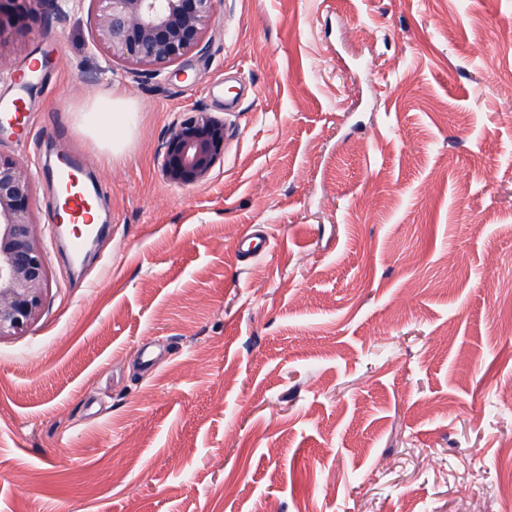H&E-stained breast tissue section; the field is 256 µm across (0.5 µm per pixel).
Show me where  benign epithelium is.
Listing matches in <instances>:
<instances>
[{"instance_id": "obj_1", "label": "benign epithelium", "mask_w": 512, "mask_h": 512, "mask_svg": "<svg viewBox=\"0 0 512 512\" xmlns=\"http://www.w3.org/2000/svg\"><path fill=\"white\" fill-rule=\"evenodd\" d=\"M83 0H0V65L18 34L51 12L65 21ZM223 0H90L92 48L107 68L117 63L158 77L191 51L207 52ZM224 118L195 109L170 131L163 178L187 186L205 180L224 158ZM37 182L21 159L0 153V339L39 318L50 271L37 232Z\"/></svg>"}]
</instances>
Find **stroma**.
Masks as SVG:
<instances>
[{
    "label": "stroma",
    "instance_id": "35a3bbf8",
    "mask_svg": "<svg viewBox=\"0 0 512 512\" xmlns=\"http://www.w3.org/2000/svg\"><path fill=\"white\" fill-rule=\"evenodd\" d=\"M212 39L110 72L81 9L0 71L35 113L0 151L36 176L53 272L0 341V512H505L512 0H224ZM114 86L133 123L108 163L78 127ZM201 107L232 126L224 159L170 184ZM58 154L90 158L112 216L81 277L53 244Z\"/></svg>",
    "mask_w": 512,
    "mask_h": 512
}]
</instances>
